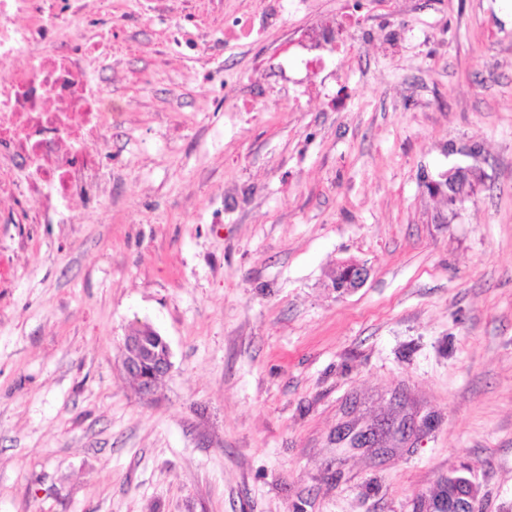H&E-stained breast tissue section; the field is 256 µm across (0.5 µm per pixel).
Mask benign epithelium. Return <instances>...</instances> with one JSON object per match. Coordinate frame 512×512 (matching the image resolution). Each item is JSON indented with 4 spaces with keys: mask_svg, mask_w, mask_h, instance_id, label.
I'll list each match as a JSON object with an SVG mask.
<instances>
[{
    "mask_svg": "<svg viewBox=\"0 0 512 512\" xmlns=\"http://www.w3.org/2000/svg\"><path fill=\"white\" fill-rule=\"evenodd\" d=\"M473 175L469 168L455 167L438 175V178H425V188L437 195L453 197L449 189L458 179ZM471 196V190L455 197L465 200ZM342 279L335 283V288L351 291L361 287L368 277L366 265L350 261L341 267ZM157 331L149 325L141 326V332L125 337L121 354L120 365L122 370L131 376L137 383L138 394L152 398L157 394L159 379L168 375L171 370V352L163 355L157 354L154 343ZM443 485L450 487L452 500L459 508L470 509L480 497L481 488L465 469H456L445 477Z\"/></svg>",
    "mask_w": 512,
    "mask_h": 512,
    "instance_id": "1",
    "label": "benign epithelium"
}]
</instances>
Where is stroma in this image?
I'll return each instance as SVG.
<instances>
[{"label":"stroma","mask_w":512,"mask_h":512,"mask_svg":"<svg viewBox=\"0 0 512 512\" xmlns=\"http://www.w3.org/2000/svg\"><path fill=\"white\" fill-rule=\"evenodd\" d=\"M91 0L108 198L1 224L0 512H512V0ZM482 180L449 223L423 177ZM369 270L347 293L346 261ZM151 325L156 398L122 372ZM403 429L355 448L348 424ZM345 26L337 16H320L300 34L288 42V53L291 48L302 51V63L306 75L315 74L324 63V52L335 48L343 39ZM443 485L450 487L452 500L458 508L469 510L480 497L481 488L465 473V468L456 469L445 477Z\"/></svg>","instance_id":"obj_1"}]
</instances>
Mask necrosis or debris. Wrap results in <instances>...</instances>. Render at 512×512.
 I'll use <instances>...</instances> for the list:
<instances>
[{"mask_svg":"<svg viewBox=\"0 0 512 512\" xmlns=\"http://www.w3.org/2000/svg\"><path fill=\"white\" fill-rule=\"evenodd\" d=\"M85 20L81 0H0V198L32 204L30 224L52 223L78 198L104 201L91 145L124 113L89 82L88 48L57 40ZM344 31L340 18L321 16L289 45L313 74Z\"/></svg>","mask_w":512,"mask_h":512,"instance_id":"1","label":"necrosis or debris"}]
</instances>
